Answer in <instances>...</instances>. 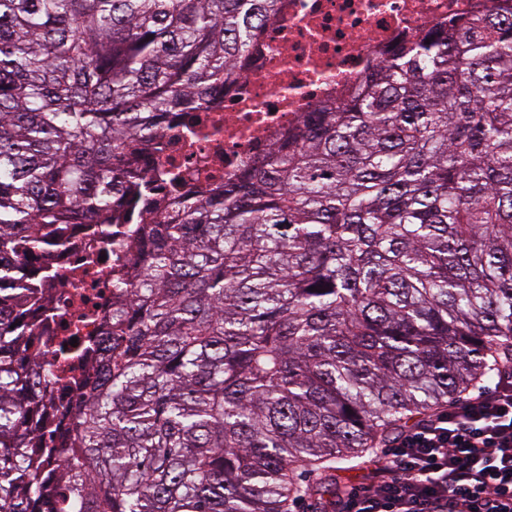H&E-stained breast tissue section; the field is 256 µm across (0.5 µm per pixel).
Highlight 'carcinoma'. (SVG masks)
<instances>
[{
	"mask_svg": "<svg viewBox=\"0 0 512 512\" xmlns=\"http://www.w3.org/2000/svg\"><path fill=\"white\" fill-rule=\"evenodd\" d=\"M278 2L0 0V512H290L512 364V7L401 41L220 191L140 178ZM109 219L144 228L102 337L24 362L27 258Z\"/></svg>",
	"mask_w": 512,
	"mask_h": 512,
	"instance_id": "obj_1",
	"label": "carcinoma"
}]
</instances>
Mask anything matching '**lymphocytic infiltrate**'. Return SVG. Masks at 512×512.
<instances>
[{
  "instance_id": "f902f5d3",
  "label": "lymphocytic infiltrate",
  "mask_w": 512,
  "mask_h": 512,
  "mask_svg": "<svg viewBox=\"0 0 512 512\" xmlns=\"http://www.w3.org/2000/svg\"><path fill=\"white\" fill-rule=\"evenodd\" d=\"M336 512H512V371L363 462Z\"/></svg>"
}]
</instances>
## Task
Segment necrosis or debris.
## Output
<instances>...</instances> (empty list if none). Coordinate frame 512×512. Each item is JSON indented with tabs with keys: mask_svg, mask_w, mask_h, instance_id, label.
Masks as SVG:
<instances>
[{
	"mask_svg": "<svg viewBox=\"0 0 512 512\" xmlns=\"http://www.w3.org/2000/svg\"><path fill=\"white\" fill-rule=\"evenodd\" d=\"M487 0H280L239 62L240 74L206 111L178 113L148 153L142 174L155 194L196 199L272 151L305 113L348 97L400 40L448 18L483 15ZM195 123L197 135L186 130ZM177 182H168V173ZM124 229L74 224L66 249L43 257L53 273L47 303L32 304L35 347L51 351L90 317L112 311V272L126 261ZM76 274L77 286L60 276Z\"/></svg>",
	"mask_w": 512,
	"mask_h": 512,
	"instance_id": "obj_1",
	"label": "necrosis or debris"
}]
</instances>
